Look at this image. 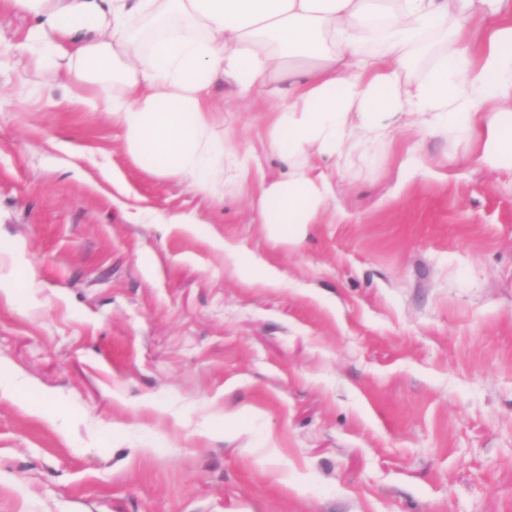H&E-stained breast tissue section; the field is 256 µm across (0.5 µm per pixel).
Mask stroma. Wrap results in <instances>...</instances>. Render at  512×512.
Listing matches in <instances>:
<instances>
[{
  "mask_svg": "<svg viewBox=\"0 0 512 512\" xmlns=\"http://www.w3.org/2000/svg\"><path fill=\"white\" fill-rule=\"evenodd\" d=\"M18 85L0 512H512L511 171L462 136L399 129L369 159L354 138L319 222L278 238L250 185L217 200L146 172L102 107L0 70ZM212 103L279 180L278 99ZM236 252L280 280L239 276Z\"/></svg>",
  "mask_w": 512,
  "mask_h": 512,
  "instance_id": "stroma-1",
  "label": "stroma"
}]
</instances>
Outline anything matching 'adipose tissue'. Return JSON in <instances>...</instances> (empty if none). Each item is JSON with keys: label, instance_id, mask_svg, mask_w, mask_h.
Segmentation results:
<instances>
[{"label": "adipose tissue", "instance_id": "obj_1", "mask_svg": "<svg viewBox=\"0 0 512 512\" xmlns=\"http://www.w3.org/2000/svg\"><path fill=\"white\" fill-rule=\"evenodd\" d=\"M8 2L39 19L17 62L103 106L140 166L215 196L226 179L252 180L273 235L318 223L333 184L311 161L342 155L354 135L386 146L399 128L475 133L482 161L512 171V0ZM418 52L428 62L412 80ZM104 84L111 96H92ZM219 84L284 98L269 124L290 160L282 179L228 160L214 131Z\"/></svg>", "mask_w": 512, "mask_h": 512}]
</instances>
